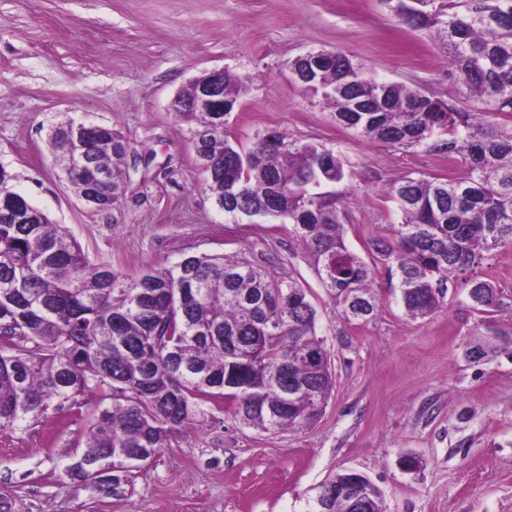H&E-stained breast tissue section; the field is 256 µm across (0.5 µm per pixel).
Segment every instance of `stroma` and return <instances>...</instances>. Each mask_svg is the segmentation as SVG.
I'll list each match as a JSON object with an SVG mask.
<instances>
[{"instance_id":"obj_1","label":"stroma","mask_w":512,"mask_h":512,"mask_svg":"<svg viewBox=\"0 0 512 512\" xmlns=\"http://www.w3.org/2000/svg\"><path fill=\"white\" fill-rule=\"evenodd\" d=\"M312 50L465 100L430 37L398 25L379 0H0V166L15 174L13 190L91 258L131 275L224 253L297 278L335 375L313 425L262 433L218 412L121 473L116 488L66 472L96 396L85 397L81 420L65 410L24 432L0 431V490L18 512H307L342 470L365 474L385 512H512V311L467 307L458 280L441 308L413 320L381 271L376 316L346 323L287 225L224 216L204 190L189 126L170 103L214 69L247 80L229 118L243 146L276 131L341 157L337 189L353 200L346 244L364 260L398 221L384 184L460 173L429 146L399 149L338 124L288 70ZM67 116L111 125L134 148L120 209H91L62 173L47 135ZM408 454L418 469L401 467Z\"/></svg>"}]
</instances>
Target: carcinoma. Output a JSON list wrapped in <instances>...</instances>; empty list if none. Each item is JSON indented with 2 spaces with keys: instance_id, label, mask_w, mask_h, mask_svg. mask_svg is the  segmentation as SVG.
Returning <instances> with one entry per match:
<instances>
[{
  "instance_id": "cac0c4a2",
  "label": "carcinoma",
  "mask_w": 512,
  "mask_h": 512,
  "mask_svg": "<svg viewBox=\"0 0 512 512\" xmlns=\"http://www.w3.org/2000/svg\"><path fill=\"white\" fill-rule=\"evenodd\" d=\"M382 2L445 50L470 104L381 81L339 52L336 67L305 90L366 139L401 149L432 140L464 168L389 185L401 222L373 242L375 261L346 245L348 213L334 190L344 169L334 150L281 134L274 143L261 134L243 150L226 133L227 115L177 112L215 160L206 187L216 207L289 225L348 323L377 313L372 281L381 266L416 319L442 306L450 277L512 245V127L495 122L512 113V0ZM242 90L243 79L224 72V101L239 103ZM48 139L78 196L95 194L102 210L122 204L132 148L119 131L67 118ZM14 179L0 166V430L24 431L63 410L80 416V398L96 395L98 413L67 471L98 482L154 459L205 417L206 404L227 397L240 424L266 433L319 417L333 378L316 309L297 279L226 255L187 256L133 277L92 259L13 191ZM465 284L474 309H512L511 292L488 280ZM354 500L333 495L322 512H381L379 496L363 508Z\"/></svg>"
}]
</instances>
